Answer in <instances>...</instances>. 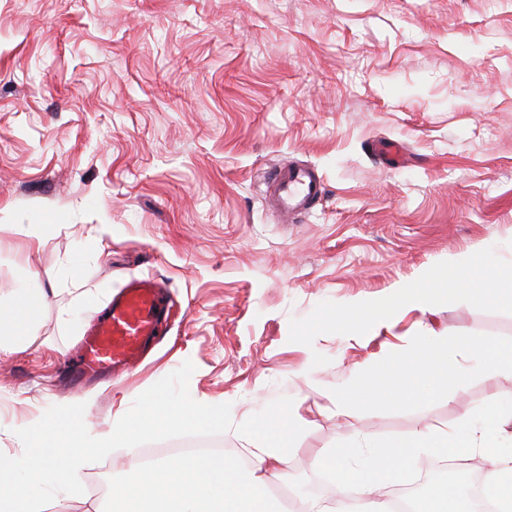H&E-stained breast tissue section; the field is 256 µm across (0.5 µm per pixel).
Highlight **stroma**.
Here are the masks:
<instances>
[{
	"mask_svg": "<svg viewBox=\"0 0 512 512\" xmlns=\"http://www.w3.org/2000/svg\"><path fill=\"white\" fill-rule=\"evenodd\" d=\"M385 139L406 164L378 154ZM291 162L324 194L287 220L268 186ZM451 259L495 270L501 302L450 287ZM420 273L427 310L336 323ZM32 276L47 294L36 333L0 342V453L77 401L109 436L189 360L194 399L231 406V459L251 445L236 425L300 404L279 485L301 473L334 500L320 450L450 427L491 397L478 376L360 403L359 372L432 329L512 342V0H0V312ZM148 276L168 285L166 336L133 372L71 384L93 320ZM183 444L115 450L43 512H112L132 456Z\"/></svg>",
	"mask_w": 512,
	"mask_h": 512,
	"instance_id": "obj_1",
	"label": "stroma"
}]
</instances>
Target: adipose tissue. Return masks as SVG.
I'll return each instance as SVG.
<instances>
[{"mask_svg":"<svg viewBox=\"0 0 512 512\" xmlns=\"http://www.w3.org/2000/svg\"><path fill=\"white\" fill-rule=\"evenodd\" d=\"M44 301L41 288L21 289L9 315H0V326H9L16 337L29 335L31 317ZM512 372V343L486 341L470 336L446 337L430 332L426 341L404 353L386 371L370 370L359 378L361 387L389 402L406 398V384L421 379L451 378L460 385L474 375L495 380ZM503 394H493L480 410L462 415L454 427L443 430L417 428L384 446L337 448L324 456L342 485L341 498L332 504L308 506L307 512H389L386 488L412 464L418 448L439 455L452 448L485 451L483 474L488 497L498 512H512V456L498 450ZM297 423H279L276 433L254 427V448L247 468L234 460L216 467L214 459L172 457L152 465L131 459L112 499L126 501L135 495L137 512H289L287 504L269 493V486L289 458V438Z\"/></svg>","mask_w":512,"mask_h":512,"instance_id":"obj_1","label":"adipose tissue"}]
</instances>
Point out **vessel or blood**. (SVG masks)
I'll list each match as a JSON object with an SVG mask.
<instances>
[{"label":"vessel or blood","instance_id":"1","mask_svg":"<svg viewBox=\"0 0 512 512\" xmlns=\"http://www.w3.org/2000/svg\"><path fill=\"white\" fill-rule=\"evenodd\" d=\"M270 181L273 204L286 215L301 211L324 192L314 172L303 166L273 172ZM165 288L153 277L129 281L84 337L79 374H121L140 366L169 316Z\"/></svg>","mask_w":512,"mask_h":512}]
</instances>
